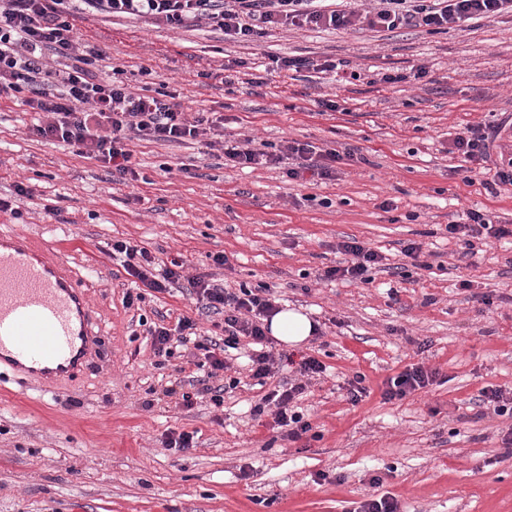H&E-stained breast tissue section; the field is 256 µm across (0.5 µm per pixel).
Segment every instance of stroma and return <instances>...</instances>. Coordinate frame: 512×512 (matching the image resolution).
<instances>
[{
	"instance_id": "stroma-1",
	"label": "stroma",
	"mask_w": 512,
	"mask_h": 512,
	"mask_svg": "<svg viewBox=\"0 0 512 512\" xmlns=\"http://www.w3.org/2000/svg\"><path fill=\"white\" fill-rule=\"evenodd\" d=\"M75 33L100 52L98 75L118 68L133 92H173L186 112L221 113L225 138L272 151L309 142L343 158L334 179L292 180L287 163L233 165L201 138L141 140L137 179L119 182L100 161L28 136L34 113L0 96L7 226L67 262L99 337L69 377L0 384V512H359L383 496L399 512H512V416L482 402L485 387L512 390V240L462 258L447 231L469 210L512 224V187L489 191L479 175L463 183L451 145L467 126L512 119V16L434 34L274 26L243 41L204 22L173 29L96 14L76 19ZM278 57L339 70L286 72ZM414 65L427 76L405 80ZM324 100L336 110L322 111ZM18 183L30 196L15 195ZM350 238L382 255V269L368 283L321 279L347 265L337 245ZM116 240L160 265L181 258L185 280L126 307L133 283ZM410 242L422 244L426 268L390 275ZM216 255L227 264L214 266ZM201 273L232 289L267 286L280 308L317 322L301 347L272 344L275 382L296 378L305 355L326 366L297 402L314 438L281 440L272 416L252 415L262 391L248 340L211 380L239 381L220 407L197 381L201 351L155 355L148 322L174 333L187 316L223 338L187 282ZM415 363L438 370L437 382L385 400L387 380ZM356 375L366 392L353 404ZM183 431L194 448H166Z\"/></svg>"
}]
</instances>
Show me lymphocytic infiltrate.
<instances>
[{
  "instance_id": "lymphocytic-infiltrate-1",
  "label": "lymphocytic infiltrate",
  "mask_w": 512,
  "mask_h": 512,
  "mask_svg": "<svg viewBox=\"0 0 512 512\" xmlns=\"http://www.w3.org/2000/svg\"><path fill=\"white\" fill-rule=\"evenodd\" d=\"M85 12L143 17L177 29L188 22H206L226 35L251 39L263 28L278 25L312 26L333 30L364 27L395 30L424 27L445 31L475 17L512 14V0H377L371 11L338 0H0V94H21L23 105L36 112L29 135L45 142L72 149L78 155L100 161L110 173L134 175L130 144L133 140L183 142L218 133L223 117L212 118L200 112L190 116L178 103L165 96L137 94L122 78L99 79L93 69L95 50L80 52L72 20ZM498 136L494 124H478L456 133L453 148L465 161L492 170L498 186H512V168L492 167L490 147ZM224 158L237 164H276L292 160L287 170L292 179L303 176L331 178L340 154L298 141L285 142L279 152L270 153L238 141L223 144ZM448 236L466 255L478 252L489 239L512 238L511 224L494 223L490 214L470 211L465 221L448 227ZM350 255L346 266L327 268L328 279L367 282L369 270L382 261L381 255L357 239L338 245ZM113 253L122 255L126 273L142 286L126 293L125 303L134 306L144 301L146 292L163 293L183 279L184 263L171 259L163 271H156L155 258L143 246L127 240L112 244ZM204 310L224 317L222 342L196 340L197 323L185 317L178 323V336L163 326L150 328L157 355L171 357L174 343H193L203 351L211 372L226 369L224 355L237 348L241 338L251 339V377L266 389L253 406L254 415L272 413L274 422L288 441L306 439L312 429L303 414L292 404L305 391L301 380L267 388L275 359L268 351L269 338L263 321L279 309L274 295L261 296L252 289L228 291L216 280L198 275L187 279ZM437 370L414 364L387 381L385 400H401L432 385Z\"/></svg>"
}]
</instances>
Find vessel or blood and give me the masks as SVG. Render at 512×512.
<instances>
[{"label":"vessel or blood","mask_w":512,"mask_h":512,"mask_svg":"<svg viewBox=\"0 0 512 512\" xmlns=\"http://www.w3.org/2000/svg\"><path fill=\"white\" fill-rule=\"evenodd\" d=\"M81 282L57 257L0 229V374L68 376L91 355L94 319Z\"/></svg>","instance_id":"b4317fda"}]
</instances>
